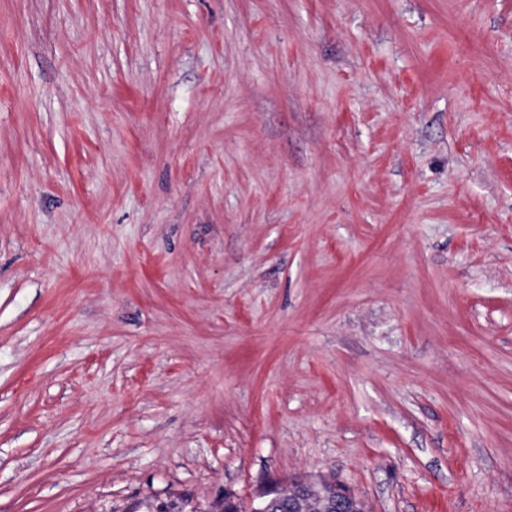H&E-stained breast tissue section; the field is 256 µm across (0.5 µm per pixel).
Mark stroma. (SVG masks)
Instances as JSON below:
<instances>
[{"instance_id":"1","label":"stroma","mask_w":512,"mask_h":512,"mask_svg":"<svg viewBox=\"0 0 512 512\" xmlns=\"http://www.w3.org/2000/svg\"><path fill=\"white\" fill-rule=\"evenodd\" d=\"M512 512V0H0V512ZM315 490L329 492L336 487V494L326 495L321 499V512H357V498L349 490L335 484H322L320 487L310 485Z\"/></svg>"}]
</instances>
